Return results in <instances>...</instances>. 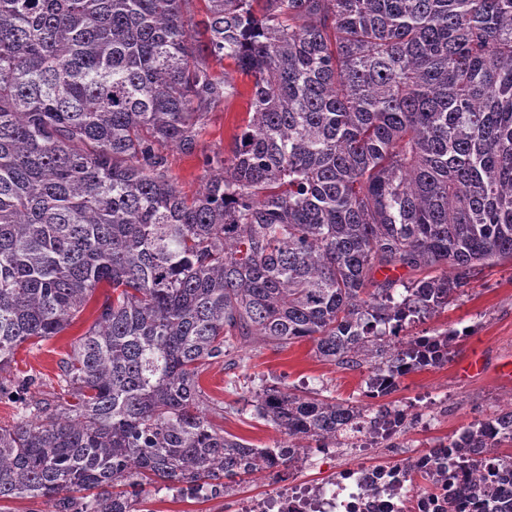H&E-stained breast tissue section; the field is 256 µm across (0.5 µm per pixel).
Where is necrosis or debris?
<instances>
[{
    "instance_id": "necrosis-or-debris-1",
    "label": "necrosis or debris",
    "mask_w": 512,
    "mask_h": 512,
    "mask_svg": "<svg viewBox=\"0 0 512 512\" xmlns=\"http://www.w3.org/2000/svg\"><path fill=\"white\" fill-rule=\"evenodd\" d=\"M438 454L340 469L322 484L282 478L266 496L239 499L236 512H446L448 491L432 469Z\"/></svg>"
}]
</instances>
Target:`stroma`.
<instances>
[{"mask_svg": "<svg viewBox=\"0 0 512 512\" xmlns=\"http://www.w3.org/2000/svg\"><path fill=\"white\" fill-rule=\"evenodd\" d=\"M243 97L229 99L207 117L194 154L167 149L168 166L179 187L195 193L205 175V156L230 151L234 136L247 112ZM93 321L92 310H85L75 323L41 346L20 348L11 368L12 376H36L31 392L38 401L54 402L60 395L57 374L71 342ZM428 330L466 329V336L456 340L450 360L445 365L412 373L398 390L385 397L389 407L410 409L414 421L396 438L358 450L340 448L331 454L309 449L303 465L290 470L292 478L319 483L332 470L371 463H399L439 441L459 435L469 424L502 407L512 384L498 375L500 365L512 361V261L501 260L482 268L471 280L465 293L444 313L425 324ZM248 374L255 386L285 385L299 390L326 389L328 396L369 409L376 402L367 397V368L343 369L323 361L311 343L296 344L284 351L265 346L250 338L239 346ZM481 355L485 370L481 375L461 379L457 366L470 355ZM230 373L223 364L211 365L202 375L206 392L214 399L233 405L225 414V431L242 437L260 448H274L284 437L272 425L256 419L247 390L227 389ZM273 482L266 472L252 476L249 482L230 490L228 497L191 499L165 488L151 489L145 506L148 512H230L234 498L268 494Z\"/></svg>", "mask_w": 512, "mask_h": 512, "instance_id": "obj_1", "label": "stroma"}]
</instances>
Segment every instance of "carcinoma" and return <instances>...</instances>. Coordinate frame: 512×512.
I'll return each mask as SVG.
<instances>
[{
  "mask_svg": "<svg viewBox=\"0 0 512 512\" xmlns=\"http://www.w3.org/2000/svg\"><path fill=\"white\" fill-rule=\"evenodd\" d=\"M226 61L248 120L188 197L162 147L193 153L241 95ZM505 258L512 0H0V373L109 289L60 361L65 399L0 382L29 415L0 425V512L219 497L374 434L409 413L269 386L255 417L288 445L256 448L211 421L233 406L201 375L250 336L307 340L383 398L452 354L456 330L407 329ZM505 444L511 407L448 440V512H512V488L468 479L487 457L512 478Z\"/></svg>",
  "mask_w": 512,
  "mask_h": 512,
  "instance_id": "1",
  "label": "carcinoma"
}]
</instances>
